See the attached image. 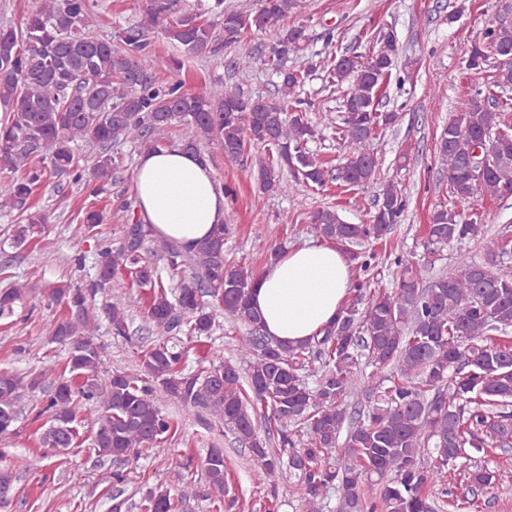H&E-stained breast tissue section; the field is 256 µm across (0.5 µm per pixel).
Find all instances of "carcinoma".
<instances>
[{
	"instance_id": "carcinoma-1",
	"label": "carcinoma",
	"mask_w": 512,
	"mask_h": 512,
	"mask_svg": "<svg viewBox=\"0 0 512 512\" xmlns=\"http://www.w3.org/2000/svg\"><path fill=\"white\" fill-rule=\"evenodd\" d=\"M175 0H149L136 23L115 32L114 39L92 35L98 15L90 0H40L23 22L0 25V166L26 169L22 179L0 181V211L24 208L42 171L28 169L32 160L46 164L55 177L82 179L74 145L85 141L98 148L95 179L112 177V146L131 143L150 149L169 145L168 130L182 127L179 146L199 153L203 139L214 137L224 155L236 159L245 148L262 145L275 151L276 162L257 164L256 174L268 191L288 192L302 180L322 186L335 180L346 187L368 184L381 161L370 148L379 127L397 114L378 109L381 92L397 67L398 51L391 32L377 37L370 57L341 55L324 66L336 84L348 79L343 94L340 134L345 161L327 170L309 152L317 135L307 114L296 108L306 70L286 66L288 57L307 48L303 28L288 25L269 48L265 65L278 78L279 101L244 97L236 87L214 83L188 92L178 81L158 82L155 71L178 70L181 57L152 50L150 33L170 14ZM306 0H261L249 14L224 9V0L198 4L164 28L182 57L215 53L219 45L241 41L247 29L262 31L305 9ZM466 68L479 75L493 70V86L512 87V6L482 32L469 50ZM509 105H486L476 99L452 117L437 140L436 154L448 178V206L432 215L427 246L481 239L485 225L459 206L479 195L512 197V126L504 120ZM486 146L484 174H469L474 152ZM288 170L290 180L283 179ZM405 208L400 189L381 186L370 224H348L330 208L319 209L311 223L324 240L340 246L352 259L360 246L387 237ZM103 216L85 212L79 233L94 241L96 277L85 286L58 282L49 302L62 304L68 315L51 320L45 335L67 350L68 377L53 383L45 407L49 426L40 436L46 448L64 451L75 445V421L85 409L101 422L93 440L98 455L130 462L142 448L167 441L174 422L158 407L164 393L187 409L201 408L248 447L256 463L255 480L272 500L288 473L302 483L307 512H322L329 491L336 490L337 512H447L445 496L430 493L449 467L464 460L468 489L494 487L497 471L481 463L489 448L512 447V277L493 270L507 249L490 248L477 263L458 258L454 272L425 283L407 266L394 290L355 289L333 325L323 335L297 346L274 342L264 333L249 304L252 278L224 256L228 227L221 225L194 247L155 239L140 220L123 225L119 245L98 235ZM45 214L35 211L15 230L19 245L42 233ZM168 266L194 269L173 293L157 284V269L144 256L148 243ZM121 269L141 287H151L146 318L164 334L177 337L151 345L142 355L140 374L112 372L97 336L101 329L91 312L96 297L115 338L129 339L126 297L112 289ZM28 293L16 281L0 290V317L8 318ZM210 297L234 320L248 327L237 345L235 360L221 352L210 355L209 367L183 373L178 365L185 342L208 337L217 329ZM322 364L313 387L305 380L308 364ZM249 367L247 384L240 366ZM370 369L365 373L362 368ZM44 387L42 374L0 372V436L13 432L19 403L27 391ZM362 391L371 400L367 412L352 417L346 398ZM276 432L277 447L260 433L258 419ZM345 437V460L329 453ZM209 486L220 496L224 512H238V499L226 487L224 451L212 448L204 461ZM124 472H112L111 512H122L120 485ZM378 487L368 502L363 485ZM142 512H172L171 490H150Z\"/></svg>"
}]
</instances>
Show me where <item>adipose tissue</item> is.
Wrapping results in <instances>:
<instances>
[{
    "mask_svg": "<svg viewBox=\"0 0 512 512\" xmlns=\"http://www.w3.org/2000/svg\"><path fill=\"white\" fill-rule=\"evenodd\" d=\"M134 197L153 236L186 247L195 246L224 222V192L207 162L190 151L143 152L136 166ZM350 266L342 252L316 242L272 258L250 294L266 335L297 345L330 326L349 293Z\"/></svg>",
    "mask_w": 512,
    "mask_h": 512,
    "instance_id": "1",
    "label": "adipose tissue"
}]
</instances>
